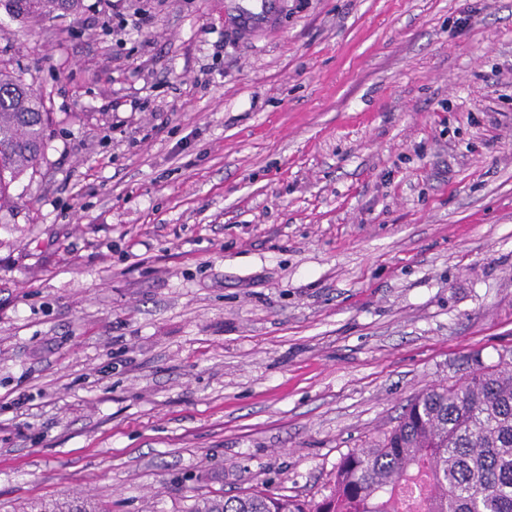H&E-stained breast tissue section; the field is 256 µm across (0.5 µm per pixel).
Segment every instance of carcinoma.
<instances>
[{
	"instance_id": "obj_1",
	"label": "carcinoma",
	"mask_w": 512,
	"mask_h": 512,
	"mask_svg": "<svg viewBox=\"0 0 512 512\" xmlns=\"http://www.w3.org/2000/svg\"><path fill=\"white\" fill-rule=\"evenodd\" d=\"M73 0H0L12 17L38 21ZM48 113L30 84L0 68V201L7 185L34 166ZM468 377L414 396L381 444L345 455L330 494L316 504L247 489L198 495L190 512H403L400 491L427 482L418 512H512V362L474 358ZM32 512H107L86 500L42 501Z\"/></svg>"
}]
</instances>
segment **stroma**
Instances as JSON below:
<instances>
[{
    "label": "stroma",
    "mask_w": 512,
    "mask_h": 512,
    "mask_svg": "<svg viewBox=\"0 0 512 512\" xmlns=\"http://www.w3.org/2000/svg\"><path fill=\"white\" fill-rule=\"evenodd\" d=\"M257 2L0 11L50 114L0 202V512L317 502L512 354V0H275L240 32ZM33 512H107L108 510L87 500H50L36 503Z\"/></svg>",
    "instance_id": "1"
}]
</instances>
